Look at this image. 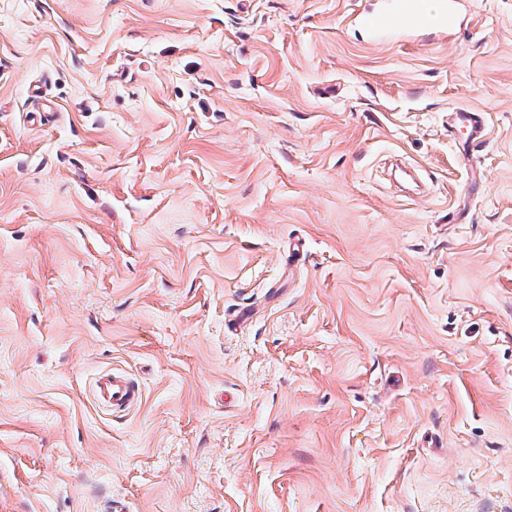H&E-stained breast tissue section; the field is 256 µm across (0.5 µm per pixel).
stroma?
I'll list each match as a JSON object with an SVG mask.
<instances>
[{
	"instance_id": "obj_1",
	"label": "stroma",
	"mask_w": 512,
	"mask_h": 512,
	"mask_svg": "<svg viewBox=\"0 0 512 512\" xmlns=\"http://www.w3.org/2000/svg\"><path fill=\"white\" fill-rule=\"evenodd\" d=\"M370 2L0 0V512H512V0ZM436 2L438 8L428 11L422 0H381L377 9L356 15V31L370 44L390 42L396 34L437 38L458 35L466 0ZM455 126L465 135L467 141L477 142L486 136L484 121L476 112L461 110L453 112ZM95 389L99 399L116 413L134 408L143 399L142 387L122 372L112 371L100 376Z\"/></svg>"
}]
</instances>
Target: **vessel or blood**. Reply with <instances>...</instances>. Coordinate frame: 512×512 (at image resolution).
Listing matches in <instances>:
<instances>
[{
    "mask_svg": "<svg viewBox=\"0 0 512 512\" xmlns=\"http://www.w3.org/2000/svg\"><path fill=\"white\" fill-rule=\"evenodd\" d=\"M465 3L437 0V9L430 11L423 0H381L380 7L356 15V28L370 44L389 42L398 34L446 38L460 33ZM453 122L468 141L477 142L485 136L484 121L477 113L455 112ZM95 389L99 399L116 413L134 408L143 399L141 386L122 372L100 376Z\"/></svg>",
    "mask_w": 512,
    "mask_h": 512,
    "instance_id": "obj_1",
    "label": "vessel or blood"
}]
</instances>
